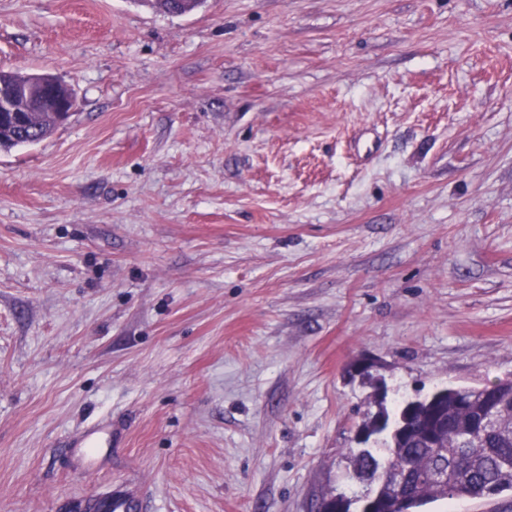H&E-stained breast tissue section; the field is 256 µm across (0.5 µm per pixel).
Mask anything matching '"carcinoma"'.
<instances>
[{"mask_svg": "<svg viewBox=\"0 0 512 512\" xmlns=\"http://www.w3.org/2000/svg\"><path fill=\"white\" fill-rule=\"evenodd\" d=\"M29 122L36 130L22 133L9 123L0 126V149L38 143L57 126L48 112ZM492 387L506 402L489 424L483 423V392L477 387H451L436 404L424 399L397 436L393 427L400 425L399 414L381 406L369 417L370 425L383 420L382 451L356 450L353 471L362 479L376 460L386 465V478L370 491L381 512H399L402 497L415 510L448 498L484 499L512 491V382L497 381Z\"/></svg>", "mask_w": 512, "mask_h": 512, "instance_id": "cac0c4a2", "label": "carcinoma"}]
</instances>
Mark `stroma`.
Listing matches in <instances>:
<instances>
[{
    "instance_id": "obj_1",
    "label": "stroma",
    "mask_w": 512,
    "mask_h": 512,
    "mask_svg": "<svg viewBox=\"0 0 512 512\" xmlns=\"http://www.w3.org/2000/svg\"><path fill=\"white\" fill-rule=\"evenodd\" d=\"M0 70L75 91L0 151V512H359L377 386L512 378V0H0ZM29 122L33 127H37L38 130H34L31 133L25 130L21 133L20 130L16 129V126L10 123L1 124L0 128V149H10L19 145L35 144L47 137L57 124L55 116L48 112H42L29 117ZM103 501L109 502L108 510L113 512H137L146 508L142 500L123 489H114Z\"/></svg>"
}]
</instances>
